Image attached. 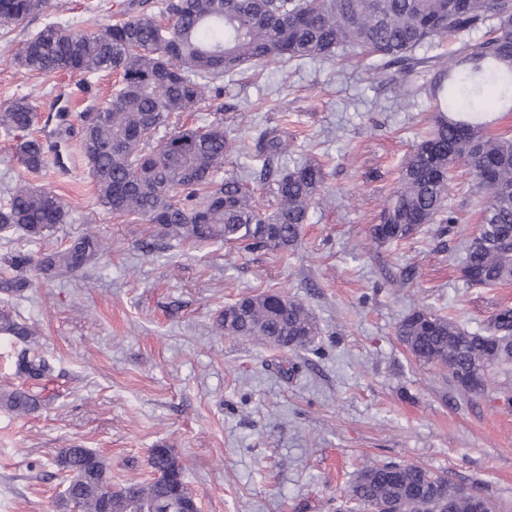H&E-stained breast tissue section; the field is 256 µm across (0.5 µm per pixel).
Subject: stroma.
Wrapping results in <instances>:
<instances>
[{"mask_svg": "<svg viewBox=\"0 0 512 512\" xmlns=\"http://www.w3.org/2000/svg\"><path fill=\"white\" fill-rule=\"evenodd\" d=\"M131 2L64 0L59 14L115 23L138 15ZM46 22L0 24V109L27 98L31 135L57 145L60 162L27 174L14 134L0 129V204L25 176L53 189L70 219L40 242L0 235V263L19 251L42 257L86 231L112 248L82 278L34 271L24 292L0 293V309L36 332L27 346L0 335V390L23 386L13 365L22 347L56 367L37 412L0 410V512H59L56 459L74 444L106 457L116 485L148 478L151 450L169 449L200 512H336L366 465L388 462L445 474L512 512V375L460 396L447 371L416 361L396 334L416 308L471 332L512 308V284L488 290L462 278L477 230L466 184L452 186L461 218L453 234L429 224L390 246L369 239L428 100L406 104L381 75L350 61L224 74L181 123L204 125L218 109L235 117L247 148L225 162L230 176L259 171L257 132L287 120L288 161L325 166L322 199L285 256L176 241L148 253L144 225L97 206L79 150L81 118L110 99L115 76L45 77L13 61L16 45ZM267 291L312 311L321 333L310 348L213 332L225 305Z\"/></svg>", "mask_w": 512, "mask_h": 512, "instance_id": "1", "label": "stroma"}]
</instances>
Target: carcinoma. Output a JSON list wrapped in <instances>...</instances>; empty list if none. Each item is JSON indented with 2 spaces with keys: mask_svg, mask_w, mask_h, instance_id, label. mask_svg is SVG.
<instances>
[{
  "mask_svg": "<svg viewBox=\"0 0 512 512\" xmlns=\"http://www.w3.org/2000/svg\"><path fill=\"white\" fill-rule=\"evenodd\" d=\"M52 9V0H0V22L22 24ZM161 24L146 14L88 32L50 22L23 40L13 59L43 76L62 72L114 73L120 85L106 105L82 119L80 148L96 183L97 204L118 218L148 225L168 241L224 242L281 256L298 243L325 181V169L306 159L288 166V122L264 130L254 148L263 159L260 180L271 187L274 209L258 205L244 176L222 177L224 161L240 150L237 126L219 112L208 124L186 128L178 117L207 100L211 83L243 66L345 55L375 58L374 67L404 100L431 102L428 128L406 156L395 190L386 199L369 237L387 245L416 235L427 224L457 218L450 205L451 172L471 175L479 230L462 269L466 284L497 288L512 283V138L477 120L488 89L512 107V0H163ZM482 33L479 39L473 34ZM456 41L445 59L427 54L436 41ZM425 54L419 56L416 51ZM432 71L422 84L412 76ZM34 112L25 98L0 111V127L23 133L16 155L34 174L48 167L41 139L26 136ZM164 135H159V132ZM68 211L44 186L18 183L0 205V233L21 232L40 240ZM109 250L94 233L72 238L41 259L19 253L4 262L0 290L30 286L26 272L71 277ZM224 336L298 350L319 334L312 312L279 293L245 296L217 319ZM0 335L26 341L33 331L0 311ZM397 336L419 362L448 370L462 395L480 392L490 375L512 371V308L497 310L487 333H472L449 316L415 309L398 324ZM18 376L39 382L52 365L24 350ZM41 400L22 389L0 392V408L30 415ZM57 466L66 472L60 506L69 512H187L192 491L185 467L167 448L152 450L153 477L112 484L111 467L90 448H64ZM443 475L416 465L372 464L350 488L361 512H472V499Z\"/></svg>",
  "mask_w": 512,
  "mask_h": 512,
  "instance_id": "obj_1",
  "label": "carcinoma"
}]
</instances>
